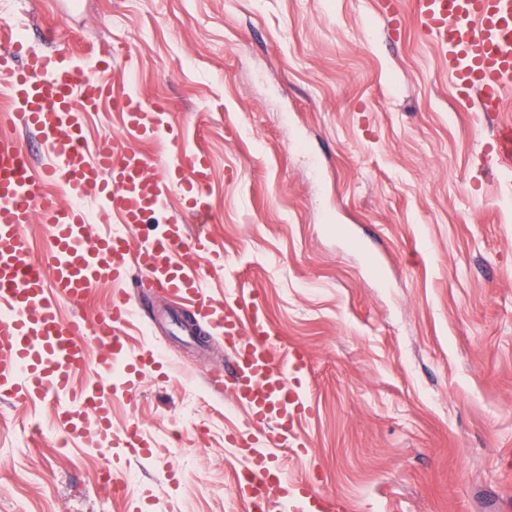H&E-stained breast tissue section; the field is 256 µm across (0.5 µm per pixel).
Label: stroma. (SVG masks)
<instances>
[{
	"instance_id": "stroma-1",
	"label": "stroma",
	"mask_w": 512,
	"mask_h": 512,
	"mask_svg": "<svg viewBox=\"0 0 512 512\" xmlns=\"http://www.w3.org/2000/svg\"><path fill=\"white\" fill-rule=\"evenodd\" d=\"M392 36L379 0H0L25 51L112 63V91L167 104L213 168L206 225L223 254L203 293L258 296L277 349L310 359L306 456L269 452L347 512H512V168L494 118L458 94L412 5ZM124 365L112 424L154 453H114L144 512H244L228 439L245 410L207 384L229 353L156 327L175 302L103 282L64 316L115 297ZM50 400L0 398V512H126L87 441L59 447Z\"/></svg>"
}]
</instances>
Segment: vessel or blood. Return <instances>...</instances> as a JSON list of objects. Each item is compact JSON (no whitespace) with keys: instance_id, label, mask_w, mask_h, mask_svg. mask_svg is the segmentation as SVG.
Masks as SVG:
<instances>
[{"instance_id":"b4317fda","label":"vessel or blood","mask_w":512,"mask_h":512,"mask_svg":"<svg viewBox=\"0 0 512 512\" xmlns=\"http://www.w3.org/2000/svg\"><path fill=\"white\" fill-rule=\"evenodd\" d=\"M414 20L443 56L456 90L474 98L478 111L512 110V0H415ZM20 48L13 39L0 41L9 118L41 138L50 160L35 166L21 140L0 134V396H52L54 424L67 436L109 438L127 455H151L136 428L114 431L102 389L75 384L91 365L101 378L111 376L113 361L126 352L120 331L133 307L117 299L91 321L60 313L62 303L86 298L98 283L148 280L220 329L232 352L230 395L251 423L230 439L245 459L234 491L247 512H272L278 502L291 512H346L343 501L308 480L288 478L258 450L273 435L290 443L296 455L306 453L298 424L309 410L301 389L309 360L298 351L278 358L276 331L255 299L235 292L217 304L203 296L205 260L216 249L210 237L190 235L186 219L201 223L210 211L207 154L181 151V130L165 105L132 91L111 97L109 61L88 72L56 56L31 55L19 66L14 58ZM107 100L120 113L125 133L164 139L171 158L156 163L118 137L88 145L82 115ZM46 184L97 202L98 221L118 217L126 234L91 235L86 212L41 195ZM174 189L183 212L170 215L158 236L131 246L128 231L160 210ZM33 222L50 231L49 246L37 261L27 256L22 237L23 227Z\"/></svg>"}]
</instances>
